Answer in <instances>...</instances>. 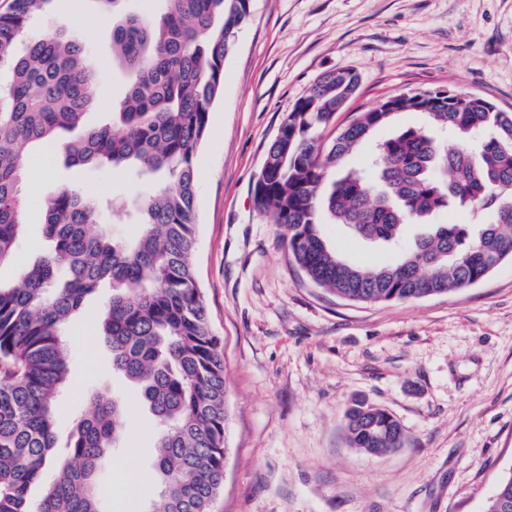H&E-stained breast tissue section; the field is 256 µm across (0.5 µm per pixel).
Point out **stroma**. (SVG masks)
I'll list each match as a JSON object with an SVG mask.
<instances>
[{"mask_svg":"<svg viewBox=\"0 0 512 512\" xmlns=\"http://www.w3.org/2000/svg\"><path fill=\"white\" fill-rule=\"evenodd\" d=\"M62 30L97 58L85 126L115 124L123 74L111 20L93 0H53L35 32ZM354 69L360 85L337 113L413 91L473 93L512 111V0H252L224 61V84L196 160L195 266L212 333L224 354L227 458L213 512H484L512 475V260L471 287L425 298L356 303L312 283L279 229L254 203L268 146L325 71ZM105 203L101 231L135 235L122 213L145 189L124 173L67 166L58 146L31 152L23 193L61 188ZM327 245L358 266L395 263L399 250L342 224ZM49 247L43 212L27 209L17 285ZM100 288L68 324L70 382L59 398L61 439L101 390L124 398L126 432L103 462L106 512H154L161 486L150 463L159 428L112 368L97 320ZM391 412L405 447L380 457L351 448L355 402Z\"/></svg>","mask_w":512,"mask_h":512,"instance_id":"stroma-1","label":"stroma"}]
</instances>
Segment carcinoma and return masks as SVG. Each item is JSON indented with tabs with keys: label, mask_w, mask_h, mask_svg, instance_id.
Wrapping results in <instances>:
<instances>
[{
	"label": "carcinoma",
	"mask_w": 512,
	"mask_h": 512,
	"mask_svg": "<svg viewBox=\"0 0 512 512\" xmlns=\"http://www.w3.org/2000/svg\"><path fill=\"white\" fill-rule=\"evenodd\" d=\"M53 0H11L0 13V265L23 229L22 180L30 151L60 139L71 166L132 171L149 190L131 205L136 239L90 234L99 204L64 188L44 205L52 247L18 286L0 282V512H28L27 495L56 462L55 406L68 378L63 327L101 284L112 300L99 335L112 367L160 426L154 467L157 512H209L224 485V361L196 280L197 151L220 95L224 59L251 15V0H161L158 12L116 15L112 64L125 78L120 129L83 128L96 64L75 39L30 35ZM359 77L322 74L284 117L265 155L259 210L269 214L294 263L317 286L355 302L419 299L470 287L512 259V112L487 98L442 91L390 97L336 127ZM401 112L430 131H399L375 147L377 181L342 160ZM459 205L483 224H435L391 265L363 268L327 247L320 215L364 239L402 240L409 226ZM125 403L107 394L74 419L71 441L40 512H103L101 464L124 431ZM351 447L369 453L406 440L387 410L346 413ZM485 512H512V477Z\"/></svg>",
	"instance_id": "cac0c4a2"
}]
</instances>
